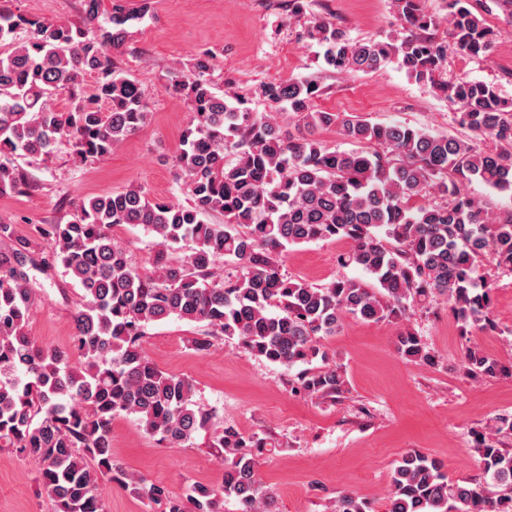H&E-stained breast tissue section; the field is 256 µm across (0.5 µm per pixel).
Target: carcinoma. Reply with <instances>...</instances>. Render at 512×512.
<instances>
[{
    "mask_svg": "<svg viewBox=\"0 0 512 512\" xmlns=\"http://www.w3.org/2000/svg\"><path fill=\"white\" fill-rule=\"evenodd\" d=\"M402 35L354 40L330 21L314 18L305 38L339 74L376 73L389 62L457 106L458 122L495 144L470 142L398 124L371 123L316 108L313 78L264 82L254 96L270 108L253 111L228 90L213 91V53L204 51L171 86L190 112L173 156L185 202L151 196L130 185L82 202L64 224L35 228L53 245L51 259L35 258L39 243L0 222V448L28 458L54 512H105L103 481L144 492L164 512H276L275 497L258 480L262 443L194 399L184 375L160 369L143 339L150 324L170 318L205 327L197 351L218 340L288 368L302 366L291 390L334 399L345 391L338 367L320 340L336 335L347 316L397 325V351L409 361L435 356L411 326L417 306L443 298L460 335L493 328V287L478 281L486 257L512 272V211L500 214L465 192L478 181L512 192V101L492 84L444 79L448 43L432 36L436 18L422 0H392ZM449 34L458 52L485 58L494 32L471 0L447 3ZM129 17L109 19L100 38L80 26L18 17L0 8V155L30 157L70 146L81 161L102 159L150 120L140 81L113 67L107 43L119 46ZM87 74L93 92H82ZM66 94L70 106L56 107ZM334 129L357 145L340 151L314 137ZM21 183L0 164V196ZM445 197L429 199L432 192ZM224 215V223L204 217ZM141 226L158 246L145 275L116 229ZM318 241H343L341 267L354 266L372 282L337 278L314 286L283 272L285 252ZM185 250L173 263L171 251ZM60 264L82 294L74 313L73 344L47 349L31 336L36 300L26 265ZM320 364H315V361ZM464 374L496 378L507 368L484 351L462 349ZM134 415L145 434L179 447L200 432L224 464L221 482H194L181 496L148 488L112 453V422ZM497 435L512 436V414L477 431L473 451L483 480L450 479L421 453L401 456L391 477L387 512H512V452ZM333 512H370L362 499L337 496Z\"/></svg>",
    "mask_w": 512,
    "mask_h": 512,
    "instance_id": "cac0c4a2",
    "label": "carcinoma"
}]
</instances>
